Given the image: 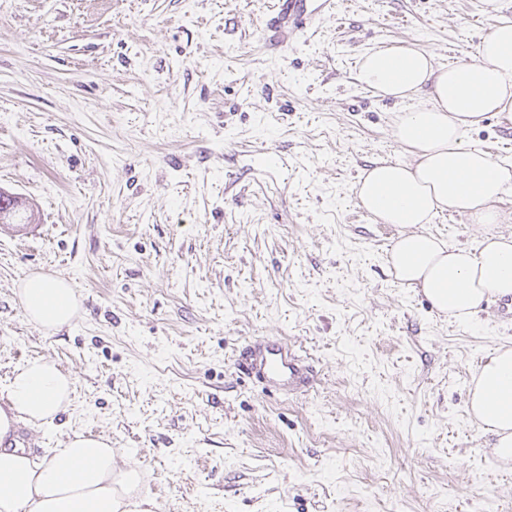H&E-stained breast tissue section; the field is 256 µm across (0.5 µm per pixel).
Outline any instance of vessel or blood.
<instances>
[{"label": "vessel or blood", "mask_w": 512, "mask_h": 512, "mask_svg": "<svg viewBox=\"0 0 512 512\" xmlns=\"http://www.w3.org/2000/svg\"><path fill=\"white\" fill-rule=\"evenodd\" d=\"M336 11V0H276L264 23L263 43L267 52L300 42L304 35ZM237 367L248 376L285 393L308 387V366L288 343L277 337L253 341L243 348Z\"/></svg>", "instance_id": "1"}]
</instances>
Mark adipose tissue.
<instances>
[{
  "label": "adipose tissue",
  "mask_w": 512,
  "mask_h": 512,
  "mask_svg": "<svg viewBox=\"0 0 512 512\" xmlns=\"http://www.w3.org/2000/svg\"><path fill=\"white\" fill-rule=\"evenodd\" d=\"M357 79L383 98L426 97L393 124L411 162L371 164L354 192L364 210L401 229L386 259L394 276L437 313L471 321L490 298L512 297V234L484 236L472 248L446 244L424 226L448 210L476 224L501 221L497 204L512 190V165L468 146L465 136L491 112L512 123V23L495 24L469 62L438 67L418 49L389 46L361 57ZM18 294L42 330L58 331L79 315L80 300L63 277L28 276ZM73 392L71 373L41 358L26 361L0 406V441L19 420L52 423ZM467 412L491 435L493 455L512 459L511 343L496 346L475 370ZM137 491L136 472L116 464L106 438L76 433L41 457L0 444V512H129Z\"/></svg>",
  "instance_id": "adipose-tissue-1"
}]
</instances>
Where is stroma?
<instances>
[{
	"label": "stroma",
	"mask_w": 512,
	"mask_h": 512,
	"mask_svg": "<svg viewBox=\"0 0 512 512\" xmlns=\"http://www.w3.org/2000/svg\"><path fill=\"white\" fill-rule=\"evenodd\" d=\"M483 0H337L279 57L275 0H0V192L35 224L0 229V398L41 357L72 404L36 425L43 455L83 430L139 473L149 512H512V462L466 412L472 373L512 342L498 299L437 314L385 252L400 230L360 208L375 161L406 162L404 103L356 79L360 56L409 45L471 60L497 20ZM467 143L512 162V123ZM448 212L426 232L476 245L512 233ZM32 272L77 290V321L29 322ZM317 371L275 395L240 375L252 338Z\"/></svg>",
	"instance_id": "obj_1"
}]
</instances>
